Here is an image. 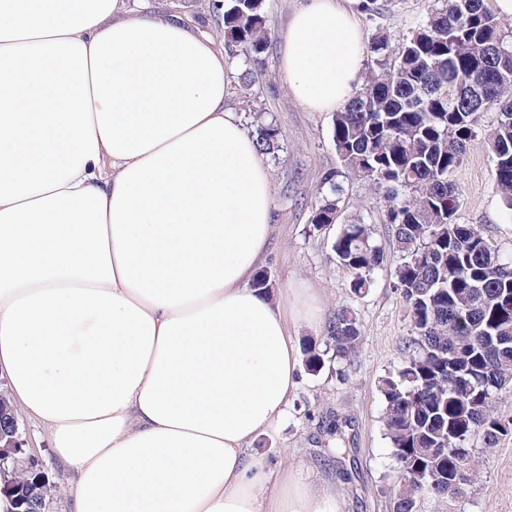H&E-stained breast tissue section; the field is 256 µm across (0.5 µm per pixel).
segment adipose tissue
<instances>
[{
	"instance_id": "adipose-tissue-1",
	"label": "adipose tissue",
	"mask_w": 512,
	"mask_h": 512,
	"mask_svg": "<svg viewBox=\"0 0 512 512\" xmlns=\"http://www.w3.org/2000/svg\"><path fill=\"white\" fill-rule=\"evenodd\" d=\"M358 0H307L280 68L331 112ZM222 43L136 0H0V370L75 475L73 512H340L250 458L299 352L250 286L274 187Z\"/></svg>"
}]
</instances>
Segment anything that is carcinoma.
Masks as SVG:
<instances>
[{
    "label": "carcinoma",
    "instance_id": "1",
    "mask_svg": "<svg viewBox=\"0 0 512 512\" xmlns=\"http://www.w3.org/2000/svg\"><path fill=\"white\" fill-rule=\"evenodd\" d=\"M437 2L398 49L384 35L374 38L361 88L333 117L342 168L324 175L309 218L316 231L340 218L345 169L388 202L384 222L401 254L394 286L412 332L405 366L380 386L394 458L411 470L395 512H418L425 498L467 499L482 454L512 431L493 405L498 392L512 388V260L474 225L457 222L461 199L449 178L473 148L484 114L493 113V180L512 215V28L484 0ZM270 49L264 0H224V50L231 60L244 56V86L264 69ZM253 134L262 154L279 150L274 122L257 119ZM332 250L351 273L353 292L369 291L384 263L371 225H343ZM360 339L353 312L337 311L325 349L306 343V369L318 372L328 362L345 379ZM7 487L31 512L47 497L27 466L11 471Z\"/></svg>",
    "mask_w": 512,
    "mask_h": 512
}]
</instances>
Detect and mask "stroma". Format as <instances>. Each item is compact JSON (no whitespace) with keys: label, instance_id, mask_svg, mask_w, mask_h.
Masks as SVG:
<instances>
[{"label":"stroma","instance_id":"35a3bbf8","mask_svg":"<svg viewBox=\"0 0 512 512\" xmlns=\"http://www.w3.org/2000/svg\"><path fill=\"white\" fill-rule=\"evenodd\" d=\"M304 3L265 0L272 40L267 68L246 92L237 79L245 68L244 59L234 58L227 103L240 113L247 105H255L280 131L279 151L265 158L274 185V236L263 265L273 280L272 295L280 298L288 318L293 315L298 288L319 298L324 318H331L339 308H351L362 337L346 380L337 379L329 367L316 374L304 373L284 421L272 436L260 438L253 452L271 467L288 465L309 477L322 473L333 477L342 495V512H394L400 481L384 431L379 382L405 364L403 345L411 334V317L394 286L393 270L400 255L389 245L390 226L381 221L385 203L367 181L346 173L340 224L319 232L309 228L311 205L321 181L327 171L339 167L340 160L332 141V113L312 112L300 105L280 71L288 22ZM433 4L434 0H387L376 16L358 13L364 45H371L375 34L382 32L392 46H399L427 19ZM493 169V153L478 144L455 171L452 179L462 201L458 221L475 225L490 245L512 257V217L503 211ZM357 217L372 225L375 239L385 247L374 284L360 297L352 293V276L332 251L341 223ZM12 408L25 452L38 459L51 485L45 512H71L73 478L55 456L48 431L20 403ZM332 423L337 426L333 434L327 430ZM336 446L341 449L337 455L332 452ZM419 512H512V433L484 452L471 497L452 505L425 500Z\"/></svg>","mask_w":512,"mask_h":512}]
</instances>
